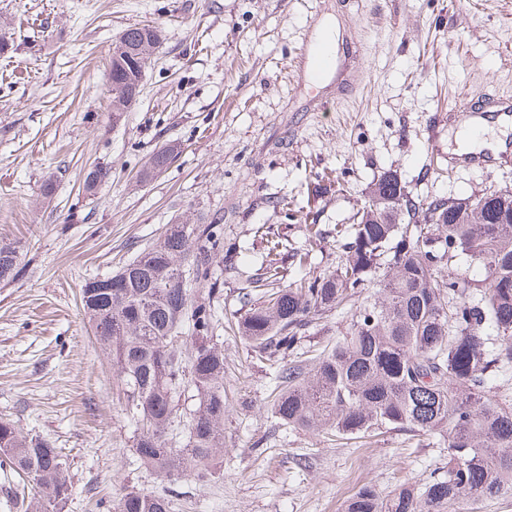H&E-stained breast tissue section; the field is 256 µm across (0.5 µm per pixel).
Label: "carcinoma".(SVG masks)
Segmentation results:
<instances>
[{
    "mask_svg": "<svg viewBox=\"0 0 512 512\" xmlns=\"http://www.w3.org/2000/svg\"><path fill=\"white\" fill-rule=\"evenodd\" d=\"M132 46L158 47L151 25L124 30ZM135 56L111 60L112 107L128 108L143 73ZM343 256L314 279H286L269 267L259 293L238 323L256 355L288 362L276 375L271 411L290 428L341 440L387 430L436 435L448 448V471L383 498L368 486L345 512H464V506L512 495V189H484L466 198L415 200L393 174L373 181L356 222L342 231ZM268 253L303 264V252L271 228ZM223 251L213 224H173L161 239L115 274L86 281L81 303L97 342L126 386L140 423L137 461L169 483L203 481L224 448V349L211 342L220 290L191 298L188 280L204 281L209 259ZM464 256L484 272L448 271ZM20 247L0 243V278L14 275ZM448 281V287L439 283ZM374 289L336 342L304 347L323 315L358 303ZM192 337L186 355L183 328ZM499 379L503 385H490ZM196 397L184 448L167 432L185 391ZM0 471L29 477L34 493L10 486L14 507L65 512L72 497L62 450L14 421L0 418ZM113 512H169L167 498L122 488Z\"/></svg>",
    "mask_w": 512,
    "mask_h": 512,
    "instance_id": "cac0c4a2",
    "label": "carcinoma"
}]
</instances>
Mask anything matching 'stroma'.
Returning a JSON list of instances; mask_svg holds the SVG:
<instances>
[{
    "label": "stroma",
    "instance_id": "obj_1",
    "mask_svg": "<svg viewBox=\"0 0 512 512\" xmlns=\"http://www.w3.org/2000/svg\"><path fill=\"white\" fill-rule=\"evenodd\" d=\"M328 15L345 68L322 85L300 61ZM136 24L164 41L117 117L113 44ZM0 29V241L21 247L0 280V417L68 455V512H108L124 487L167 491L136 460L137 424L80 288L172 224L221 225L235 246L210 261L224 451L209 481L176 483L172 512H344L362 485L388 495L446 471L434 436L361 443L282 426L270 409L280 362L235 324L265 258L260 225L306 249L305 265H282L313 278L335 268L336 231L382 173L416 199L512 188V168L448 167L449 113L489 85L512 95V0H0ZM89 164L109 172L92 195Z\"/></svg>",
    "mask_w": 512,
    "mask_h": 512
}]
</instances>
